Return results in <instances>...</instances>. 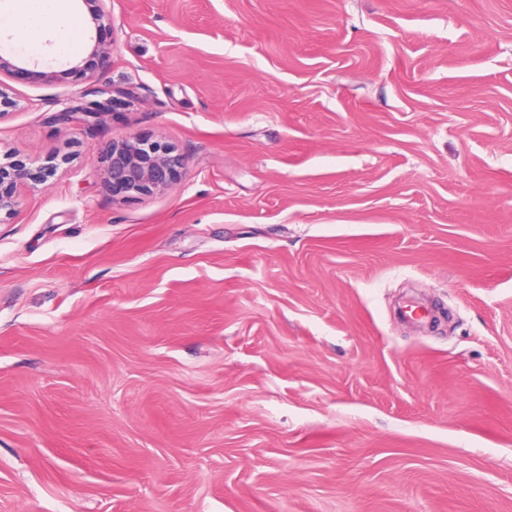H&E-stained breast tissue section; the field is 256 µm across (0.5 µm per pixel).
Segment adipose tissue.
I'll return each mask as SVG.
<instances>
[{"instance_id": "obj_1", "label": "adipose tissue", "mask_w": 512, "mask_h": 512, "mask_svg": "<svg viewBox=\"0 0 512 512\" xmlns=\"http://www.w3.org/2000/svg\"><path fill=\"white\" fill-rule=\"evenodd\" d=\"M12 16L4 30L11 45L18 51L33 53L40 49L45 38L47 21H54L60 33L56 41L59 52H66L69 43L65 36L73 31L78 20L68 0H11Z\"/></svg>"}]
</instances>
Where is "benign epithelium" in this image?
<instances>
[{"mask_svg": "<svg viewBox=\"0 0 512 512\" xmlns=\"http://www.w3.org/2000/svg\"><path fill=\"white\" fill-rule=\"evenodd\" d=\"M111 48L99 41L90 46L87 57L79 70L94 74L109 61ZM118 101L112 97L77 106L74 111L88 117H98L113 111ZM107 176L116 193L146 194L162 190L175 183L184 168L185 158L168 145L145 139L112 146L107 156ZM57 163L49 158L36 168L20 160L0 162V214L12 215L19 206V196L14 188L43 184L55 175Z\"/></svg>", "mask_w": 512, "mask_h": 512, "instance_id": "1", "label": "benign epithelium"}]
</instances>
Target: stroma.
<instances>
[{
  "label": "stroma",
  "instance_id": "1",
  "mask_svg": "<svg viewBox=\"0 0 512 512\" xmlns=\"http://www.w3.org/2000/svg\"><path fill=\"white\" fill-rule=\"evenodd\" d=\"M73 4L0 47V512H512V0ZM110 54V47L104 43L95 41L90 46L87 57L81 61L82 64L78 65L77 68H79V70L83 71L85 74H90L92 76L96 70H99L105 66V64L109 61ZM107 161L112 190L135 194L169 188L185 165V158L172 147L145 139L112 144ZM55 158L47 160L35 169L27 167L21 160L1 162L0 159V221L2 213L11 216L19 206V196L13 190L18 185L43 184L55 175L58 164Z\"/></svg>",
  "mask_w": 512,
  "mask_h": 512
}]
</instances>
